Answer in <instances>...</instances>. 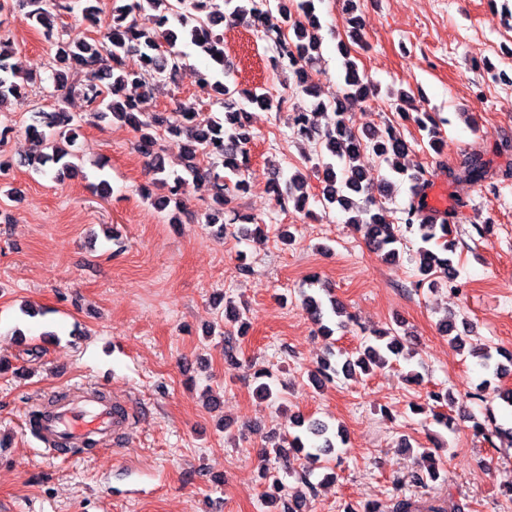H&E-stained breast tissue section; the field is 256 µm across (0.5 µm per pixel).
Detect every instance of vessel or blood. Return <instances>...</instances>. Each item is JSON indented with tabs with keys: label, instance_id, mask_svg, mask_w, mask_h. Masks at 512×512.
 I'll use <instances>...</instances> for the list:
<instances>
[{
	"label": "vessel or blood",
	"instance_id": "obj_1",
	"mask_svg": "<svg viewBox=\"0 0 512 512\" xmlns=\"http://www.w3.org/2000/svg\"><path fill=\"white\" fill-rule=\"evenodd\" d=\"M130 420L126 401L99 398L95 391L60 392L56 404L39 420V435L49 452L75 445L87 436L107 438L119 434Z\"/></svg>",
	"mask_w": 512,
	"mask_h": 512
}]
</instances>
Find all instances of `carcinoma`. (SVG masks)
<instances>
[{
  "label": "carcinoma",
  "instance_id": "cac0c4a2",
  "mask_svg": "<svg viewBox=\"0 0 512 512\" xmlns=\"http://www.w3.org/2000/svg\"><path fill=\"white\" fill-rule=\"evenodd\" d=\"M231 13L237 17H250L255 27L261 29L262 38L271 43L276 56L275 66L294 78L298 92L307 97H317L308 65L314 60L313 53L320 49L318 19L315 15V0H276L269 8L267 0H225ZM75 0H18L22 10L21 21L29 26H39L46 38H51L58 19L74 10ZM175 19L180 30L175 32L167 25ZM224 16H215L207 11V0H127V3L112 8L111 21L102 40L77 36L68 41H55V68L52 79L56 88L54 108L50 112L38 113L37 124L26 127L27 135L35 142L38 153L20 161V165L62 181L74 176L79 169L75 159L79 155L74 146L81 119L69 111V98L79 93L87 104V112L99 121L112 119L129 125L138 138V149L151 157L155 172L165 171L157 152L161 132L181 139L185 174L173 178L169 194L154 196L146 187L145 197L152 205L168 211L169 222L179 221L183 209V191L189 182L208 183L212 190V203L204 214L205 223L212 227V234L224 238L236 234L255 233L245 224L239 226L224 221V206L228 204L229 186L214 172V161L221 160L225 169L238 176L234 184L237 191L246 190L243 179L250 162L248 145L253 133L248 124L246 109L258 107L266 111L282 110V98L261 88L238 89L214 76L201 77V84L220 96L224 104V117L215 114L202 115L197 112H153L141 110L140 98L126 92L128 85L148 91L145 76L157 80H172L181 68L182 54L175 49L178 41L184 40L201 49L224 72V34L218 30ZM345 57V74L341 93L333 100L317 101L307 109L308 118L301 124L291 126L292 137L315 144L314 155L307 161L323 175L324 187L321 202L338 205L349 213L346 223L354 225L363 234L369 248L385 261L399 259L410 238L419 246L417 255L418 280L415 286L428 284L434 288L448 285L457 276L454 255L456 240L453 238V213L443 211L435 219L425 215L427 183L421 172L401 163L411 147L392 126L383 132L360 135L346 122L345 112L350 102L365 99L377 93L378 88L358 63L351 59V47L338 44ZM135 56L139 69L129 67L127 60ZM13 51L10 43L0 40V113L14 103L27 97L29 84L37 81L31 75H20L11 63ZM331 114L330 127L321 129L319 117ZM416 121L427 132L428 145L438 153L442 150L441 125L446 119L436 112H420ZM369 153L386 165V175L376 185L367 182L360 165L363 154ZM489 162L479 153H465L458 164L448 169V178L465 180L474 184L485 181L489 175ZM407 180L411 184L412 198L404 209V223L392 224L387 220L385 209L378 204L377 196H388L393 192L394 180ZM288 187L283 194L282 186ZM273 191L279 205L299 212L305 210L309 195L305 190V179L300 171L288 176L285 184L273 181ZM303 305L319 326L325 337L334 334V328H343L344 306L330 292L320 295L312 290L302 292ZM402 348L400 337L394 331L375 334L364 349L354 354L328 352L316 371L315 381L332 382L343 375L352 377L356 370L367 372L371 367L384 368L389 356ZM480 365L500 375L504 371L502 362L484 345L472 347ZM293 426L298 433L291 435L289 447L297 453L317 460L334 451L336 439L342 431L320 420H307L298 416ZM476 429L485 440L495 436L512 440V427L503 428L496 423L493 413H488L487 424H476ZM423 464L413 475V481L424 485L434 481L438 473V461L430 451L422 453ZM300 489L288 502L287 512H296L313 491L308 475L297 478ZM394 512H442L435 503L423 504L410 497L397 499Z\"/></svg>",
  "mask_w": 512,
  "mask_h": 512
}]
</instances>
